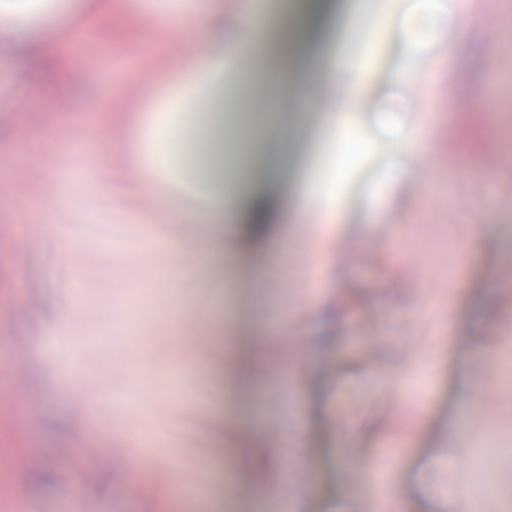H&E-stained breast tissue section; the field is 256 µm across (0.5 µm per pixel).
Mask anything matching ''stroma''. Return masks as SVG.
<instances>
[{"label":"stroma","mask_w":512,"mask_h":512,"mask_svg":"<svg viewBox=\"0 0 512 512\" xmlns=\"http://www.w3.org/2000/svg\"><path fill=\"white\" fill-rule=\"evenodd\" d=\"M292 2L268 20L301 55L315 6ZM468 2L480 19L454 42L443 0H345L315 65L361 47L373 83L341 126L318 112L342 80L281 117L285 195L332 194L340 223L285 209L276 233L227 236L212 263L193 215L222 154L262 163L250 93L266 68L202 91L201 112L172 91L156 103L141 154L168 167L146 191L128 176V123L156 68L196 53L159 23L180 0H0V512L36 472L51 478L38 512H448L432 483L453 455L471 512H512V9ZM48 17L68 36L52 67L8 53L21 23ZM422 18L418 68L393 85L391 23ZM43 112L51 124L33 123ZM352 134L360 153L335 164ZM407 138L426 158L414 186L392 168ZM106 150L120 167L101 169ZM170 242L193 274L171 276ZM99 390L129 412L121 430Z\"/></svg>","instance_id":"stroma-1"}]
</instances>
